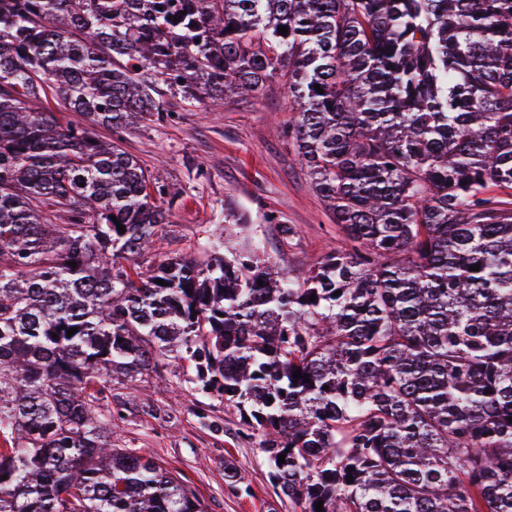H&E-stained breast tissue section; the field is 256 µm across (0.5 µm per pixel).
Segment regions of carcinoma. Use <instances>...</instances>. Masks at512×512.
<instances>
[{
    "label": "carcinoma",
    "mask_w": 512,
    "mask_h": 512,
    "mask_svg": "<svg viewBox=\"0 0 512 512\" xmlns=\"http://www.w3.org/2000/svg\"><path fill=\"white\" fill-rule=\"evenodd\" d=\"M280 74L346 246L302 276L221 236L141 265L178 195L97 128ZM493 187L512 190V0H0V512H207L112 447V382L167 361L239 410L301 512H512Z\"/></svg>",
    "instance_id": "1"
}]
</instances>
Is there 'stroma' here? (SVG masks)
<instances>
[{"label":"stroma","mask_w":512,"mask_h":512,"mask_svg":"<svg viewBox=\"0 0 512 512\" xmlns=\"http://www.w3.org/2000/svg\"><path fill=\"white\" fill-rule=\"evenodd\" d=\"M293 117L286 80L273 78L255 97L178 109L169 122H144L125 149L179 195L161 225L159 254L198 258L224 222V205L249 217L250 233L277 268L299 270L342 246L334 218L314 192L288 141ZM298 233L287 237L285 225ZM112 444L149 458L190 486L208 512H299L275 489L257 436L223 399L190 391L175 366L130 386L112 385ZM235 467L237 481L225 476Z\"/></svg>","instance_id":"35a3bbf8"}]
</instances>
